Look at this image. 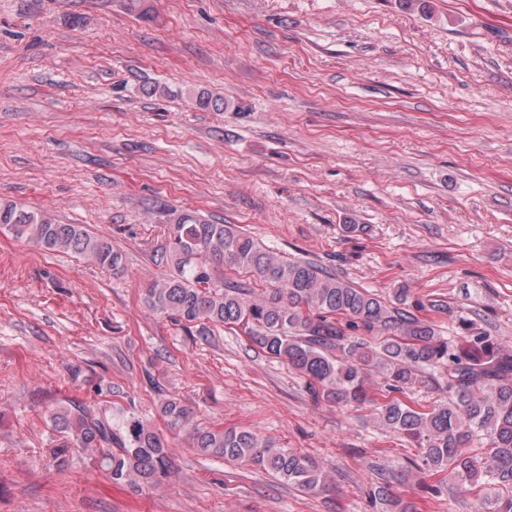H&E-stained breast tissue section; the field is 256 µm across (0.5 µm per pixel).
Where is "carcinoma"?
<instances>
[{
	"label": "carcinoma",
	"mask_w": 512,
	"mask_h": 512,
	"mask_svg": "<svg viewBox=\"0 0 512 512\" xmlns=\"http://www.w3.org/2000/svg\"><path fill=\"white\" fill-rule=\"evenodd\" d=\"M195 105L214 112L224 99L209 94ZM167 242L159 260L168 270L150 281L143 300L183 327L207 325L244 331L251 347L283 361L307 380L312 393L338 404L370 408L377 427L415 444L399 478L448 480L476 497L475 512H512V351L467 324L465 336L440 334L437 325L393 306L306 258L279 257L233 224L210 223L191 211L165 220ZM47 252L71 253L102 269L123 271L112 242L81 224H60L45 211L0 202V232ZM264 286L257 294L224 282V267ZM364 336L354 334L356 330ZM442 368L448 399L420 406L406 389ZM159 414L186 430L191 447L205 456L262 468L309 492L330 489L309 456L241 429H212L193 421L175 398ZM58 434L52 455L64 465L74 453L88 455L114 482L140 488L168 469V443L133 412L119 416L69 399L51 416ZM379 512H417L394 495L388 481L369 485Z\"/></svg>",
	"instance_id": "carcinoma-1"
}]
</instances>
